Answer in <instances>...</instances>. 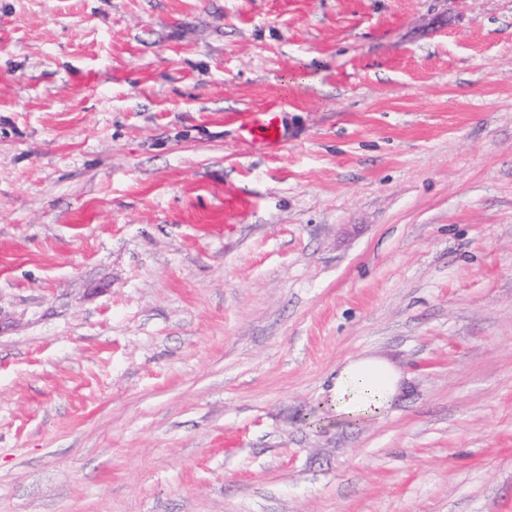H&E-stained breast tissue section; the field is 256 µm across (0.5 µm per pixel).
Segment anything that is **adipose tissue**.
I'll return each mask as SVG.
<instances>
[{"mask_svg":"<svg viewBox=\"0 0 512 512\" xmlns=\"http://www.w3.org/2000/svg\"><path fill=\"white\" fill-rule=\"evenodd\" d=\"M401 390V375L395 365L379 356H360L337 371L330 389L337 415L347 419H370L392 404Z\"/></svg>","mask_w":512,"mask_h":512,"instance_id":"adipose-tissue-1","label":"adipose tissue"}]
</instances>
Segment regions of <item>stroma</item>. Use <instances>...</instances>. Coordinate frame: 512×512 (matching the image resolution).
<instances>
[{"instance_id": "stroma-1", "label": "stroma", "mask_w": 512, "mask_h": 512, "mask_svg": "<svg viewBox=\"0 0 512 512\" xmlns=\"http://www.w3.org/2000/svg\"><path fill=\"white\" fill-rule=\"evenodd\" d=\"M0 512H512V0H0ZM276 113L270 110L247 112L239 125L240 138L270 148L278 147L283 136ZM401 390L395 365L379 356H360L336 372L330 388L336 414L347 419H370L392 404Z\"/></svg>"}]
</instances>
